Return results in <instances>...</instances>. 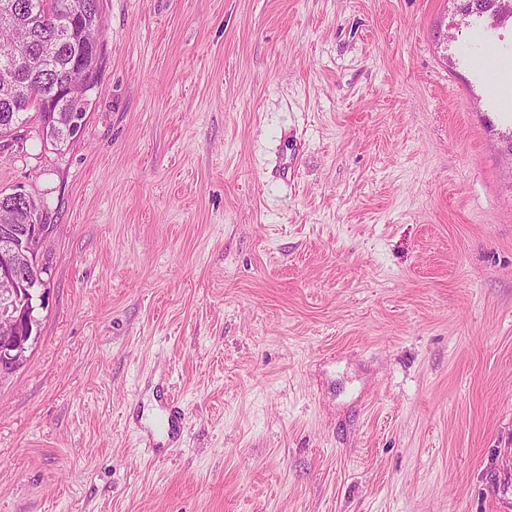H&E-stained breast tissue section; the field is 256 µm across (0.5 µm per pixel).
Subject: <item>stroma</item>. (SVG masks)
Masks as SVG:
<instances>
[{
	"label": "stroma",
	"mask_w": 512,
	"mask_h": 512,
	"mask_svg": "<svg viewBox=\"0 0 512 512\" xmlns=\"http://www.w3.org/2000/svg\"><path fill=\"white\" fill-rule=\"evenodd\" d=\"M100 5L74 142L0 139L46 224L0 512H512V19Z\"/></svg>",
	"instance_id": "obj_1"
}]
</instances>
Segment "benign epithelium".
<instances>
[{
  "instance_id": "benign-epithelium-1",
  "label": "benign epithelium",
  "mask_w": 512,
  "mask_h": 512,
  "mask_svg": "<svg viewBox=\"0 0 512 512\" xmlns=\"http://www.w3.org/2000/svg\"><path fill=\"white\" fill-rule=\"evenodd\" d=\"M97 82L94 70H81L79 89H67L63 86L56 90L67 105L62 118L75 130L82 128L89 110L90 94ZM6 200L19 201L27 205L29 228L35 229L42 221V207L32 204L33 197L22 190L0 193V204ZM29 271L36 272L33 286L21 290L20 280ZM0 280L7 287L0 289V325L16 329L12 336H0V379L3 375L15 371L22 362L24 353L33 340L34 329L38 325L37 310L44 303V280L39 267L34 235L17 234L10 226L0 231Z\"/></svg>"
}]
</instances>
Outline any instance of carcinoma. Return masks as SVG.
<instances>
[{"label":"carcinoma","instance_id":"1","mask_svg":"<svg viewBox=\"0 0 512 512\" xmlns=\"http://www.w3.org/2000/svg\"><path fill=\"white\" fill-rule=\"evenodd\" d=\"M14 15L0 22V63L9 56L30 59L28 70L17 76L27 85L20 111L0 101V138L22 142L33 118L40 133L55 147L75 139L76 132L57 120L60 108L48 99L49 90L64 85L72 63L89 53L99 40L102 15L98 0H10ZM25 224L21 207L0 208V227Z\"/></svg>","mask_w":512,"mask_h":512}]
</instances>
